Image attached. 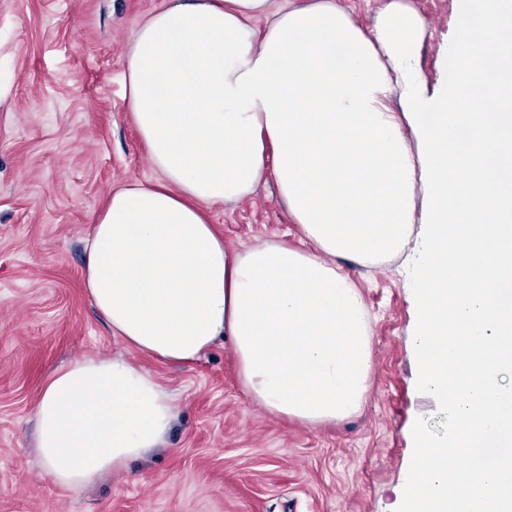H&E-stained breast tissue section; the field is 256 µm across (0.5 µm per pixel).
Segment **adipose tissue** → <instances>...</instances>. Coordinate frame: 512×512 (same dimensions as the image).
<instances>
[{
  "mask_svg": "<svg viewBox=\"0 0 512 512\" xmlns=\"http://www.w3.org/2000/svg\"><path fill=\"white\" fill-rule=\"evenodd\" d=\"M271 16L256 28L254 19ZM450 96L422 67L427 21L386 0L372 30L339 0H179L124 58L126 101L159 177L108 195L84 288L113 336L163 361L230 340L272 415L321 425L356 413L371 377L363 300L339 258L374 266L420 223L411 286L419 380L448 410L415 431L405 512H506L512 486V0H462ZM274 179L313 246L224 245L208 211ZM175 396L124 358L52 369L35 447L66 488L128 474L161 447Z\"/></svg>",
  "mask_w": 512,
  "mask_h": 512,
  "instance_id": "1",
  "label": "adipose tissue"
}]
</instances>
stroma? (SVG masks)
<instances>
[{
  "instance_id": "stroma-1",
  "label": "stroma",
  "mask_w": 512,
  "mask_h": 512,
  "mask_svg": "<svg viewBox=\"0 0 512 512\" xmlns=\"http://www.w3.org/2000/svg\"><path fill=\"white\" fill-rule=\"evenodd\" d=\"M173 2L0 0V512H400L413 429L453 426L419 388L413 248L374 268L339 260L369 315L373 369L360 412L317 428L254 402L231 342L189 366L136 355L83 291L94 212L112 190L157 178L125 103L123 64L139 25ZM406 2L428 22L424 69L446 85L441 48L457 0ZM209 215L231 248L303 238L271 180ZM112 356L153 371L178 417L126 478L62 488L33 452L46 375Z\"/></svg>"
}]
</instances>
